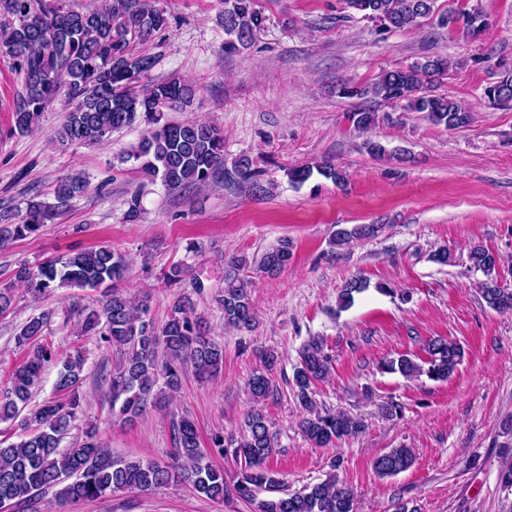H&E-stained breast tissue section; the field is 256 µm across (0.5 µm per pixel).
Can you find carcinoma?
<instances>
[{
	"mask_svg": "<svg viewBox=\"0 0 512 512\" xmlns=\"http://www.w3.org/2000/svg\"><path fill=\"white\" fill-rule=\"evenodd\" d=\"M223 4L224 34L228 36L224 51L247 48L263 23L255 0H223ZM345 4L362 18L379 23L382 32L416 29L436 12L435 0H345ZM0 15L4 17L0 53L13 59L25 81V93L13 113L15 130L24 133L37 126L45 108L64 89L72 107L53 134L58 144H98L112 132L143 121L150 130L126 153L125 160L138 162V169L151 179H159L173 190L202 189L224 173V134L219 127L202 120H163L164 113L191 106L197 88L176 79L140 83L154 68L155 59L133 55L131 45L146 42L169 27L164 9L150 0H105L101 7L86 10L72 7L68 0H0ZM459 25L467 35L476 36L485 26V14L477 7L450 8L440 16L442 28L453 30ZM450 67L444 57H427L406 67L387 69L371 85L342 82L337 86L338 96L404 101L406 108L424 113L436 126L462 128L471 122L469 110L449 96L427 91ZM483 96L493 105L512 102V77L506 74L485 87ZM315 173L337 183L344 181L342 171L328 162L293 168L288 179L302 185ZM87 187L80 176L65 177L55 191V203L30 201L22 222L12 223L7 210L0 213V249L37 234L52 215L67 210ZM125 205L124 222L138 223L143 212L141 191L130 193ZM378 229L376 224L339 229L332 244L342 246L354 238H371ZM291 258L292 242L285 238L254 261L249 273L245 272L246 260L228 261L224 292L218 298L224 326L251 327L252 274L277 272ZM468 259L484 276L478 289L486 304L499 312L512 311V289L499 283L496 255L475 245ZM127 269L126 256L103 245L49 259L35 271L23 264L15 270L14 281L35 298L64 287L102 290L98 307L77 311L75 333L125 348V357L112 370L110 394L112 414L131 422L141 417L149 404L177 390L187 367H192L200 379L215 377L224 363V347L205 333L203 320L187 294L177 295L167 320L155 324L148 317L147 299L136 302L121 291ZM185 276L186 269L177 264L162 273V280L171 287L183 284ZM366 288L362 280L348 281L339 296L341 307L351 305L354 294ZM47 320L45 314L34 315L22 325L15 342L30 347L28 357L14 371L10 384L0 388V421L16 420L21 430L19 441H0V512H40L49 494L63 508L107 494L156 489L173 480L211 500L235 496L251 503L254 512H356L354 491L334 477L299 491L286 489L281 474L269 466L274 437L260 412L246 416L240 438L226 441L217 434L208 448L201 447L194 422L181 418L174 425V448L166 464L112 457L94 425L86 428L76 447L59 451L80 407L86 358L78 351L62 361L55 390L65 400L28 408L42 385L45 364L55 358L51 346L40 342ZM424 350L426 359L420 362L401 355L383 363L381 369L397 371L409 379L424 375L445 381L464 358L463 348L446 337L428 340ZM277 365L274 353L264 354L263 370L252 374L246 383L252 400L269 397L273 391L270 375ZM330 368L323 339L313 337L303 346L293 373V385L307 412L300 421L301 431L317 447H327L362 430V423L344 412L316 408L313 387L328 377ZM230 446L232 455L244 461L231 486L224 478V469L208 461L211 452L224 454ZM413 463L412 449L400 447L380 453L373 466L379 476L392 477ZM261 492L268 496L258 498Z\"/></svg>",
	"mask_w": 512,
	"mask_h": 512,
	"instance_id": "cac0c4a2",
	"label": "carcinoma"
}]
</instances>
